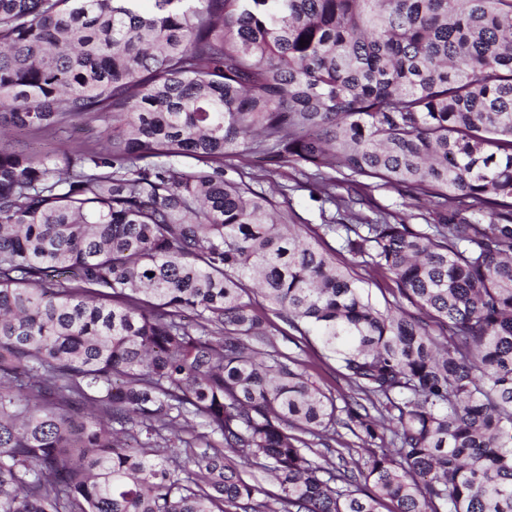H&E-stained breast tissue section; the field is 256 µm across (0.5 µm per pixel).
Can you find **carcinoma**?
I'll use <instances>...</instances> for the list:
<instances>
[{
	"label": "carcinoma",
	"mask_w": 512,
	"mask_h": 512,
	"mask_svg": "<svg viewBox=\"0 0 512 512\" xmlns=\"http://www.w3.org/2000/svg\"><path fill=\"white\" fill-rule=\"evenodd\" d=\"M140 2L0 0V126L107 122L0 147V512H512V0ZM249 155L312 169L314 241ZM259 297L365 400V463L317 460L335 401ZM0 144L16 149L27 148L30 151L39 152L48 155H55L67 148L70 141L66 139V135L60 138H46L32 132H14L8 133V136L1 140ZM371 193L376 202L382 207L392 211L403 212L408 216L416 215L408 218V224L423 223V220L416 218L417 214L425 212L427 208L431 207L430 198H422L420 201L410 200L402 198L396 191L389 188H375ZM403 203L406 204V206ZM336 262L346 263L353 271V274L365 282L364 286L366 290L371 293L372 299L379 307L384 308L388 303L391 306L400 304L408 312L419 314V311L415 307L411 306L406 300L399 298L396 289L385 288L386 286L383 284L380 275L373 272L368 266L362 263L360 258L354 259L345 252H343V254L336 253ZM376 282L381 283L383 288L376 287Z\"/></svg>",
	"instance_id": "1"
}]
</instances>
